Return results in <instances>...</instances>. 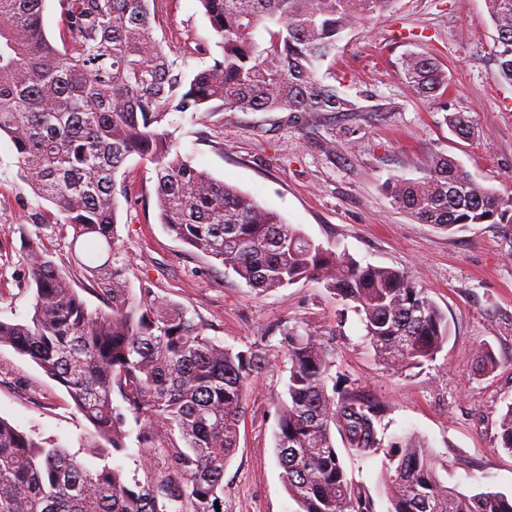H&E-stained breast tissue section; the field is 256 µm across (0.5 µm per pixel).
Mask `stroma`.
<instances>
[{"label": "stroma", "mask_w": 512, "mask_h": 512, "mask_svg": "<svg viewBox=\"0 0 512 512\" xmlns=\"http://www.w3.org/2000/svg\"><path fill=\"white\" fill-rule=\"evenodd\" d=\"M151 36L185 76L219 50L199 0H153ZM495 28L485 0H396L344 33L320 75L364 108L354 118L294 123L285 112L216 110L206 120L168 114L165 126L193 164L278 211L313 241L361 264L407 271L446 313L450 335L434 360L397 372L378 361L356 311L314 282L257 293L217 260L169 235L159 221L154 164L131 157L119 172L118 244L133 288H149L200 317L224 346H257L268 363L247 388L238 446L224 468V512H297L278 464L274 430L286 397L283 332L309 325L336 348L337 389L380 401L381 446L359 456L337 443L343 467L388 512L380 475L389 445L427 440L440 480L465 494H512V455L498 448L500 416L512 405V223L448 233L413 221L386 192L394 177H422L451 155L484 187L512 195V84L496 80ZM428 53L448 72V94L422 99L399 77L406 53ZM382 104L372 113L370 105ZM469 116L475 135L454 136L446 112ZM343 146L325 153L324 140ZM20 178L16 152L0 139V319L26 320L23 246L32 216L52 212ZM489 349L484 369L479 349ZM0 418L40 441L78 451L92 427L70 397L30 359L0 347Z\"/></svg>", "instance_id": "obj_1"}]
</instances>
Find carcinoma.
<instances>
[{
    "label": "carcinoma",
    "instance_id": "carcinoma-1",
    "mask_svg": "<svg viewBox=\"0 0 512 512\" xmlns=\"http://www.w3.org/2000/svg\"><path fill=\"white\" fill-rule=\"evenodd\" d=\"M220 56L185 79L150 36V0H59L66 40L44 28L46 0H0V136L20 175L57 213L33 217L24 240L32 313L0 320V347L33 361L65 389L93 426L81 448L46 446L0 418V512H217L224 467L237 447L259 351H235L206 334L183 305L132 288L116 245L117 176L136 155L155 165L159 220L176 239L218 261L259 292L301 280L321 284L360 315L380 362L403 371L432 361L448 341V318L403 270L361 265L311 239L252 196L191 164L165 128L167 115L211 105L224 111L288 112L298 123L383 111L362 107L318 77L343 34L394 0H199ZM497 36V76L512 84V0H486ZM263 28L268 39L253 38ZM421 98L448 92L437 58L400 60ZM458 138L473 136L461 112L444 116ZM392 203L417 222L453 233L469 224H511L512 196L476 183L450 155L423 177L394 178ZM69 240L73 265L43 249L46 228ZM102 306L90 309L83 294ZM287 399L276 409L282 481L298 512H372L334 446L366 455L380 447L377 401L329 392L335 348L315 328L284 332ZM136 434L159 454L144 478L108 462ZM498 447L512 454V405L499 420ZM384 471L389 512H512V495H466L442 484L427 444H391Z\"/></svg>",
    "mask_w": 512,
    "mask_h": 512
}]
</instances>
